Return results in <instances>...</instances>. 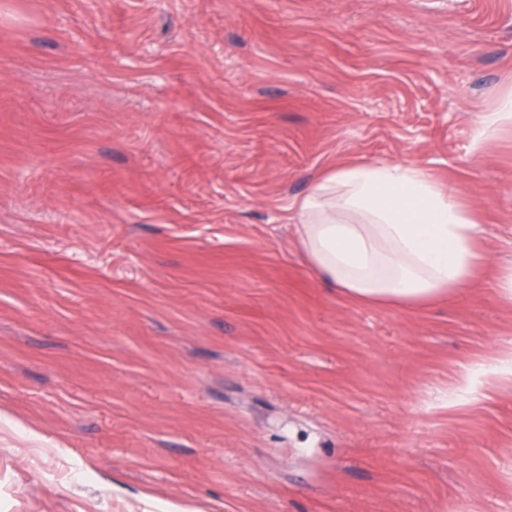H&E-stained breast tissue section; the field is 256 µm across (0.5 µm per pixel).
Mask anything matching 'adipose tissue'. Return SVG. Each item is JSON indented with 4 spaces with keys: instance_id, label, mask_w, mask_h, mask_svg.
<instances>
[{
    "instance_id": "obj_1",
    "label": "adipose tissue",
    "mask_w": 512,
    "mask_h": 512,
    "mask_svg": "<svg viewBox=\"0 0 512 512\" xmlns=\"http://www.w3.org/2000/svg\"><path fill=\"white\" fill-rule=\"evenodd\" d=\"M291 209L309 266L350 300L416 308L476 281L480 227L419 165L337 168Z\"/></svg>"
}]
</instances>
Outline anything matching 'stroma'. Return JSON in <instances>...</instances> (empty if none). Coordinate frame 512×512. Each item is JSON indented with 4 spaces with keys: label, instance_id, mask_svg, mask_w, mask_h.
<instances>
[{
    "label": "stroma",
    "instance_id": "35a3bbf8",
    "mask_svg": "<svg viewBox=\"0 0 512 512\" xmlns=\"http://www.w3.org/2000/svg\"><path fill=\"white\" fill-rule=\"evenodd\" d=\"M512 0H0V512H512ZM417 164L480 283L310 268L291 202ZM512 120V96L502 99L495 110L483 113L478 122L476 138L483 140L494 133L504 122Z\"/></svg>",
    "mask_w": 512,
    "mask_h": 512
}]
</instances>
